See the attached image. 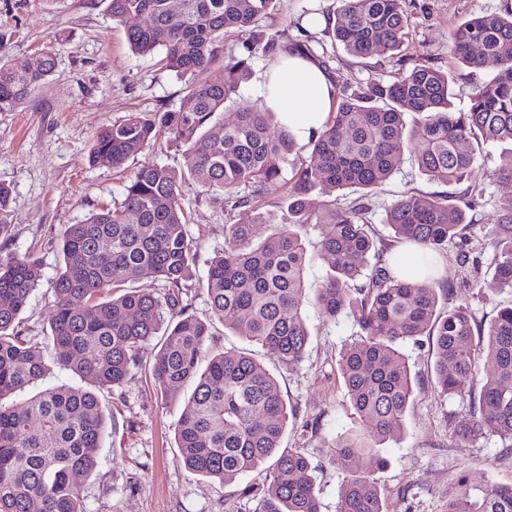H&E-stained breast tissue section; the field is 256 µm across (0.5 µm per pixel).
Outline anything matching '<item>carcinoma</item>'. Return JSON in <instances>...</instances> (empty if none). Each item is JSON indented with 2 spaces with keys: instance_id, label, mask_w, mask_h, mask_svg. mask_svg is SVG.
Listing matches in <instances>:
<instances>
[{
  "instance_id": "carcinoma-1",
  "label": "carcinoma",
  "mask_w": 512,
  "mask_h": 512,
  "mask_svg": "<svg viewBox=\"0 0 512 512\" xmlns=\"http://www.w3.org/2000/svg\"><path fill=\"white\" fill-rule=\"evenodd\" d=\"M277 0H108L131 50L162 53L160 64L190 76L189 105L140 112L102 127L89 160L125 174L120 206L101 208L62 235V264L53 283L48 340L56 364L76 375L79 387L58 385L16 402L51 369L40 342L20 330V315L38 278L26 256L0 258V512H85L82 481L98 463L105 432L98 393L123 385L141 353L163 333L152 377L163 396L191 384L177 425L178 462L194 474L231 483L274 460L262 484L239 496L256 512H320L313 466L299 451L279 452L288 405L273 375L249 354L226 349L200 369L210 323L188 312L183 284L195 277L196 252L183 207L184 188L195 185L224 209V252L203 283L212 317L230 331L276 354L287 366L303 357L310 339L303 307L315 305L329 320L349 312L358 338L339 353L338 373L353 410L354 427L336 441L334 456L350 462L337 512H385L364 460L383 459L377 448L406 422L416 377L400 345L432 338L434 387L443 395L463 382L478 388L474 422L459 429L499 438L512 453V300L485 332L474 333L464 305L440 306L448 295L438 259L459 236L467 211L482 196L471 180L478 159L465 142L512 143V10L466 20L449 31L454 57L474 72L489 61L497 73L475 84L466 112L451 109L453 77L430 62H414L390 83L369 81L336 94V107L311 136L306 160L294 158L296 135L268 108L244 106L224 122L226 102L237 95L259 55L274 61L305 54L326 66L312 40L265 20ZM405 0H341L331 25L336 43L368 59L399 50L407 36ZM233 40L224 51L227 40ZM224 58V78L206 74ZM42 52L27 68L0 64V111L22 104L53 72ZM181 150L179 167L142 165L135 159L160 138ZM429 180L465 185L459 196L405 192L386 210L385 223L401 245L418 253V279L391 267L366 218L367 196L406 161ZM291 172L286 207L264 209L267 184ZM356 193L311 211L317 192ZM283 228L260 236L263 224ZM489 240V267L473 264L470 286L480 293L512 290V195L500 199ZM320 232L328 273L314 297L305 288L307 252L293 226ZM162 287H125L134 278ZM448 512H512V484L474 488L459 479Z\"/></svg>"
}]
</instances>
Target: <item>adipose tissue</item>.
<instances>
[{"instance_id":"adipose-tissue-1","label":"adipose tissue","mask_w":512,"mask_h":512,"mask_svg":"<svg viewBox=\"0 0 512 512\" xmlns=\"http://www.w3.org/2000/svg\"><path fill=\"white\" fill-rule=\"evenodd\" d=\"M266 106L300 138L322 128L336 88L318 63L303 56L279 59L264 76Z\"/></svg>"}]
</instances>
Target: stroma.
Listing matches in <instances>:
<instances>
[{
  "mask_svg": "<svg viewBox=\"0 0 512 512\" xmlns=\"http://www.w3.org/2000/svg\"><path fill=\"white\" fill-rule=\"evenodd\" d=\"M505 4L506 0H407L409 28L401 49L366 60L336 48L326 26L314 27L311 33L324 44L338 87L390 82L413 61L427 59L441 70H454L452 109L462 112L470 105L475 82L493 75L496 65L491 62L479 73H470L451 55L448 33L471 17L503 12ZM340 6V0H278L266 23L278 30L307 12L332 18ZM46 50L54 54L51 77L17 109L0 112V184L12 190L7 223L0 231V255L26 254L38 261V286L21 314L20 327L28 336H43L49 330L64 227L123 199L121 175L88 160L96 132L133 113L179 107L187 84L162 69L158 55L131 51L106 0H0V60L20 68ZM504 151L501 143L483 145L474 171L484 187L483 197L471 211L472 221L462 238L449 242L439 262L438 277L449 288L443 307L468 306L479 329L512 300L506 292L473 291L472 266L461 257L466 250L482 262L491 260L482 247L494 227L499 199L512 195V181L493 175ZM442 189L417 167L404 164L368 202L378 247H395L385 222L395 199L408 190L429 195ZM184 206L197 259L196 278L187 282L183 301L190 312L204 316L208 302L197 280L224 249L225 217L195 187L186 188ZM305 314L310 340L296 366H285L275 354L244 335L226 331L220 323L202 357L207 360L215 352L234 348L250 353L277 378L296 415L281 448H300L311 457L318 466L321 512H336L346 470L343 463L330 461V446L352 427L337 360L358 328L352 318L329 321L311 306ZM402 350L418 383L403 431L378 450L384 464L375 477L386 512H448V494L462 478L476 487L511 484L512 455L503 452L497 439L485 434L466 440L458 436V428L471 422L473 396L466 387L448 398L434 388L430 340L407 342ZM153 354V348H146L127 382L99 395L106 433L97 467L83 483L87 512H255V502L238 498L237 490L262 482L264 469L223 484L177 464L175 428L192 388L183 386L166 397L157 393L147 365Z\"/></svg>",
  "mask_w": 512,
  "mask_h": 512,
  "instance_id": "obj_1",
  "label": "stroma"
}]
</instances>
